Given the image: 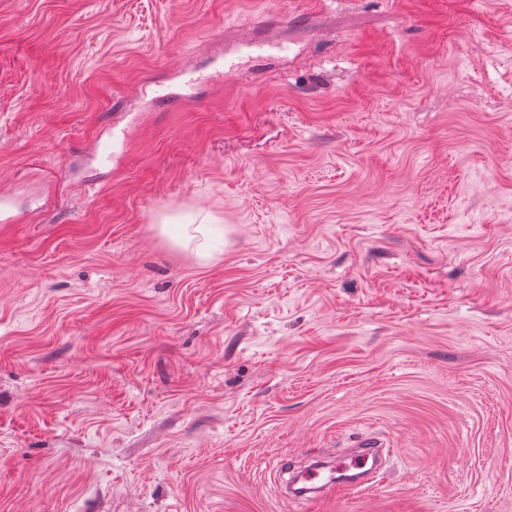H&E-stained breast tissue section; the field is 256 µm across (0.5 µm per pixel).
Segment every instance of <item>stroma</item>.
I'll return each mask as SVG.
<instances>
[{
	"mask_svg": "<svg viewBox=\"0 0 512 512\" xmlns=\"http://www.w3.org/2000/svg\"><path fill=\"white\" fill-rule=\"evenodd\" d=\"M0 214V512H512V0H0ZM214 221L208 214L200 220L194 215L185 217L184 222L179 224V235L171 238L173 245L190 249L199 260H217L220 254L216 247L224 236V226ZM358 452L355 455L342 457L336 462V469L332 473L344 474L352 470H363L362 473L373 469L378 455V448H382L381 443L376 438L367 437L362 439L358 445ZM371 460L370 467L366 469ZM323 469L321 467H314L310 469L303 477L302 482L305 486L301 489L303 491L295 495L298 500L303 502L317 501L325 496L336 494L341 490L342 487H357L356 481L342 482L339 477L329 476L327 478L323 475ZM336 479V480H335Z\"/></svg>",
	"mask_w": 512,
	"mask_h": 512,
	"instance_id": "obj_1",
	"label": "stroma"
}]
</instances>
